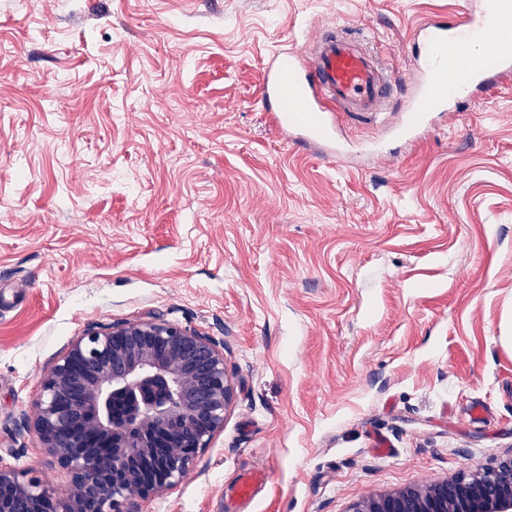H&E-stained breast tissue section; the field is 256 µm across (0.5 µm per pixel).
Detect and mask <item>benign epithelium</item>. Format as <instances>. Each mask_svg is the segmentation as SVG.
Segmentation results:
<instances>
[{
	"label": "benign epithelium",
	"mask_w": 512,
	"mask_h": 512,
	"mask_svg": "<svg viewBox=\"0 0 512 512\" xmlns=\"http://www.w3.org/2000/svg\"><path fill=\"white\" fill-rule=\"evenodd\" d=\"M226 346L171 323L90 327L48 370L34 421L70 476L67 494L0 464V512H137L180 484L223 431L234 386ZM349 512H512V453L424 488L355 503Z\"/></svg>",
	"instance_id": "7a95c632"
}]
</instances>
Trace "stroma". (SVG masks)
Wrapping results in <instances>:
<instances>
[{"mask_svg": "<svg viewBox=\"0 0 512 512\" xmlns=\"http://www.w3.org/2000/svg\"><path fill=\"white\" fill-rule=\"evenodd\" d=\"M480 5L0 0V464L65 495L16 420L89 326L154 319L226 343L235 394L140 512H347L511 453L512 88L398 130L415 26ZM336 21L400 83L306 143L259 87Z\"/></svg>", "mask_w": 512, "mask_h": 512, "instance_id": "obj_1", "label": "stroma"}]
</instances>
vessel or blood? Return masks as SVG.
Instances as JSON below:
<instances>
[{"label": "vessel or blood", "mask_w": 512, "mask_h": 512, "mask_svg": "<svg viewBox=\"0 0 512 512\" xmlns=\"http://www.w3.org/2000/svg\"><path fill=\"white\" fill-rule=\"evenodd\" d=\"M512 15V0H484L480 10H463L452 16H437L416 32L414 59L422 81L407 108L402 130L415 136L430 127L429 116L444 112L475 91L494 90L512 76V35L504 33L493 56L473 62L462 50L471 39L495 31L503 15ZM312 63L302 68L298 56L272 59L261 85L262 99L271 120L281 128L302 125L311 137L325 136L316 119L320 110L317 92L348 112H379L397 80L381 60L360 47L358 37L338 26L323 27L312 44Z\"/></svg>", "instance_id": "vessel-or-blood-1"}]
</instances>
